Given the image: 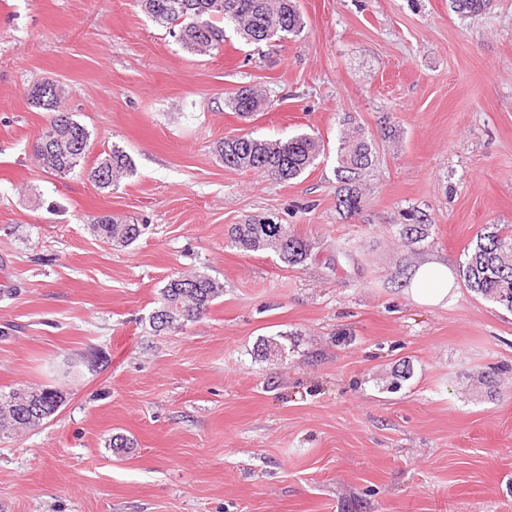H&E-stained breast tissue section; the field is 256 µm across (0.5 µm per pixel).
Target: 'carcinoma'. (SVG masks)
<instances>
[{
  "mask_svg": "<svg viewBox=\"0 0 512 512\" xmlns=\"http://www.w3.org/2000/svg\"><path fill=\"white\" fill-rule=\"evenodd\" d=\"M141 8L157 25L179 28L183 46L206 54L224 43L225 27L233 28L248 44L284 40L301 29L296 0H140ZM456 12L480 15L490 0H452ZM32 103L51 113L49 127L59 130V140L48 145L38 138L33 151L41 165L58 174L74 170L89 150L90 132L62 105L64 91L53 83H40L30 91ZM232 111L248 117L261 105L260 95L243 87L229 98ZM325 149L324 142L311 134L286 140H265L249 136L224 139L217 146L224 166L260 172L280 181L299 177L314 167ZM377 161L376 142L359 130L341 133L336 144V206L349 215L362 210V187ZM133 171L130 156L118 147L97 160L89 173L100 188H109ZM432 224L413 214L411 223L398 225V235L411 250L430 237ZM93 233L114 245L128 246L140 236L136 224L120 222L110 215L98 216ZM231 245L243 252L271 250L291 266L301 265L311 255L309 242L288 224L253 218L232 225ZM464 286L472 293L512 312V225L486 224L470 243L459 267ZM224 292L223 285L205 274L174 276L161 288L158 308L167 309L165 320L151 324L156 333L168 332L195 322ZM281 351L272 337L260 339L255 354L261 359ZM64 403L62 391L48 387L18 386L0 393V428L32 429L53 415Z\"/></svg>",
  "mask_w": 512,
  "mask_h": 512,
  "instance_id": "cac0c4a2",
  "label": "carcinoma"
}]
</instances>
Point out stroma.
Masks as SVG:
<instances>
[{
	"instance_id": "obj_1",
	"label": "stroma",
	"mask_w": 512,
	"mask_h": 512,
	"mask_svg": "<svg viewBox=\"0 0 512 512\" xmlns=\"http://www.w3.org/2000/svg\"><path fill=\"white\" fill-rule=\"evenodd\" d=\"M298 5V35L199 55L138 0H0V393L66 396L0 432V512H512V314L461 284L444 307L406 292L413 267H459L482 225L512 224V0ZM47 80L90 132L66 174L33 154ZM245 86L264 99L248 119L227 105ZM347 114L378 152L355 216L336 206ZM301 133L325 152L290 181L215 150ZM115 146L134 171L98 188ZM413 209L432 224L415 253L396 232ZM101 215L142 234L103 242ZM254 216L292 225L307 262L231 247ZM198 272L223 294L154 333L161 288Z\"/></svg>"
}]
</instances>
